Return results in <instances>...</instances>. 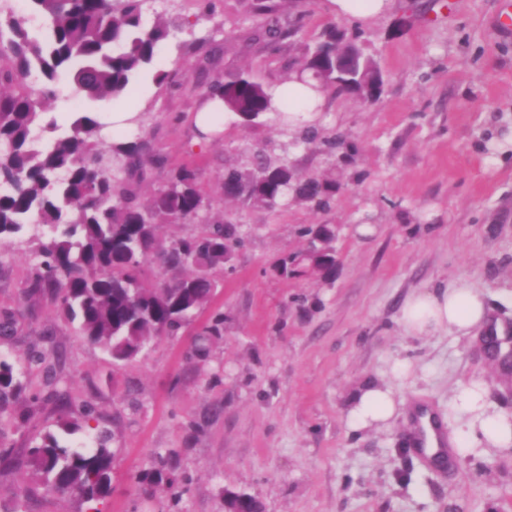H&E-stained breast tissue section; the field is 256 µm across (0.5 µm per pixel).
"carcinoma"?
Wrapping results in <instances>:
<instances>
[{"mask_svg": "<svg viewBox=\"0 0 512 512\" xmlns=\"http://www.w3.org/2000/svg\"><path fill=\"white\" fill-rule=\"evenodd\" d=\"M33 13L43 19L38 32L14 17L0 25V245L38 217L31 241L36 264L24 297L49 298L90 343L100 346L113 360L137 357L150 339L164 331L174 335L191 324L220 288L215 273L229 264L230 249L244 246L240 225L231 218L211 214V198L198 183L195 170L167 168V158L144 139L117 138L100 142L103 123L98 113L82 111L70 132L41 141L34 132L43 128L39 103L21 83L35 72L45 83L71 77L79 92L91 99L130 100L134 78L156 62L160 45L172 32L192 30L187 19H156L145 26L148 0H29ZM249 9L259 19L258 31L270 43L294 38L299 27L268 21L277 5L273 0H251ZM300 72L315 87L337 95L349 94L365 102L377 101L384 79L375 60L366 55L359 35L326 25L308 48ZM207 101L218 100L235 113L241 126L251 128L275 107L270 93L246 71L208 81ZM299 143L332 152H353V145L338 136L320 140L314 128L304 130ZM157 170L166 172L163 184L148 200L141 186ZM334 180L305 178L286 161L262 151L247 169L224 172L220 191L224 198L276 207L288 195L303 203L325 204L336 194ZM179 217L199 220L201 230L165 239L161 230ZM308 248L284 253L273 264L283 279L309 273L329 278L336 268L335 231L324 224L303 228ZM157 261L171 274L150 283L146 267ZM17 313L0 311V341L17 331ZM224 335V316L218 315L198 333L194 354L206 359L209 344ZM28 361L44 365L45 385L37 393L27 390L15 364L0 357V412L18 427L24 426L45 404L61 416L60 428H88L98 421L97 407L83 404L80 420L68 419L72 402L55 384L54 366L46 353L32 350ZM110 436L99 433L90 448H72L46 432L30 442L23 453L0 445V475L23 472L28 482L21 493L29 499L40 490L74 497L89 512H102L112 493L114 450ZM178 452H158L152 467L133 476L142 486L166 484L173 498L180 497L186 480L177 472Z\"/></svg>", "mask_w": 512, "mask_h": 512, "instance_id": "obj_1", "label": "carcinoma"}]
</instances>
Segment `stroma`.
<instances>
[{"mask_svg":"<svg viewBox=\"0 0 512 512\" xmlns=\"http://www.w3.org/2000/svg\"><path fill=\"white\" fill-rule=\"evenodd\" d=\"M506 0H388L379 15L339 16L332 0H280L288 23L304 14L293 40L269 46L252 38L249 0H214L200 18L198 0H150L155 16L196 19L193 33L167 41L160 86L147 70L135 84L142 122L135 131L170 166L195 169L216 214L232 216L248 234L210 305L224 314V335L207 360L190 358L194 328L152 342L117 362L80 335L46 300L24 291L35 263L28 234L0 249V308L20 315L19 331L0 342L28 388L42 389L41 368L26 356L46 330L63 356L58 388L73 411L95 398L100 427L115 433L112 495L105 512H224L225 490L257 497L265 512H512V455L483 449L438 471L408 447L409 415L382 427L357 428L347 402L365 382L392 387L406 403L424 404L449 430L460 386L479 378L491 409L512 414V383L482 352L479 337L447 331L409 336L402 306L417 290L465 281L484 291L493 321L512 332V32L497 19ZM336 23L362 31L365 52L379 64L382 96L368 103L325 93L316 128L342 134L355 162L298 145L297 129L276 117L243 129L226 114L222 129L201 139L193 118L206 81L248 71L267 88L289 81L321 29ZM59 81L43 101L44 121L69 131L74 112L111 120L124 101L81 99ZM287 160L302 174L341 184L325 208L286 199L273 208L224 199L216 187L225 167H249L255 148ZM336 228V270L329 279L283 280L276 257L301 252L297 230ZM59 414L45 407L25 430L0 419V443L18 449L57 431ZM174 449L188 481L179 503L166 486L135 490L133 475L156 451Z\"/></svg>","mask_w":512,"mask_h":512,"instance_id":"35a3bbf8","label":"stroma"}]
</instances>
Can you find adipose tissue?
Wrapping results in <instances>:
<instances>
[{"mask_svg": "<svg viewBox=\"0 0 512 512\" xmlns=\"http://www.w3.org/2000/svg\"><path fill=\"white\" fill-rule=\"evenodd\" d=\"M489 316L484 294L456 283L409 296L402 309V324L416 337L448 330L466 335L486 323ZM485 395V385L478 380L464 385L456 394L454 407L466 429L464 437L453 440L456 452L471 447L512 452V415L488 411ZM396 411L392 388L372 382L359 388L348 416L355 427L365 428L388 422Z\"/></svg>", "mask_w": 512, "mask_h": 512, "instance_id": "obj_1", "label": "adipose tissue"}]
</instances>
